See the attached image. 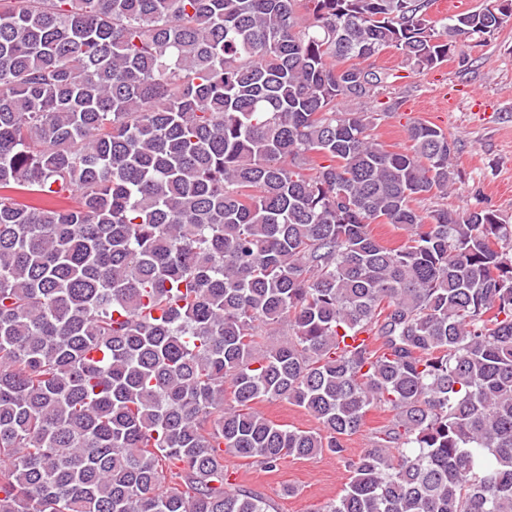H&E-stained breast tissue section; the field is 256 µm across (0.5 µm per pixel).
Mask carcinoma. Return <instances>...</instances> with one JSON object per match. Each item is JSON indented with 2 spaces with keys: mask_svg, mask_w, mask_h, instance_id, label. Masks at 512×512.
I'll return each mask as SVG.
<instances>
[{
  "mask_svg": "<svg viewBox=\"0 0 512 512\" xmlns=\"http://www.w3.org/2000/svg\"><path fill=\"white\" fill-rule=\"evenodd\" d=\"M430 2L0 0V512H272L219 447L336 455L317 512H512V224L414 208L452 144L363 107L512 18ZM431 7L428 10V17L432 19H441L446 16L457 15L461 13L473 12L476 10H480L484 8L486 5L490 4L492 0H454L460 2L459 8H448V11L443 12L439 9L440 0H433ZM254 407L276 424L290 425L302 430H313L318 426L315 418L303 408L284 399L262 400ZM390 418L391 414L388 412H383L380 409L370 410L365 418V424L361 428V431L351 436L350 439L346 441L349 454L353 456L359 453L361 448H364L368 438L387 425Z\"/></svg>",
  "mask_w": 512,
  "mask_h": 512,
  "instance_id": "carcinoma-1",
  "label": "carcinoma"
}]
</instances>
